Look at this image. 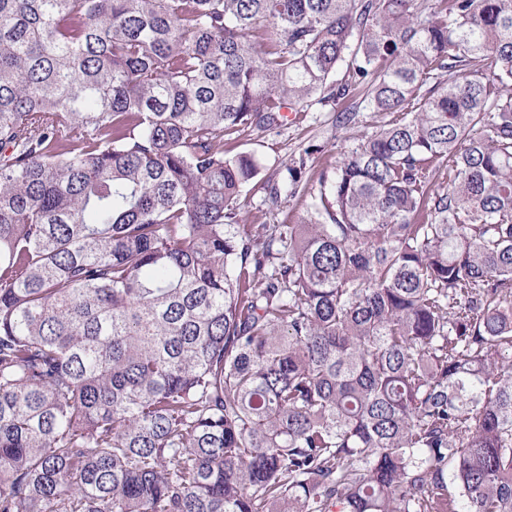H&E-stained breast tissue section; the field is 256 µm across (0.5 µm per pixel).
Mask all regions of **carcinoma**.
I'll use <instances>...</instances> for the list:
<instances>
[{"label":"carcinoma","instance_id":"obj_1","mask_svg":"<svg viewBox=\"0 0 512 512\" xmlns=\"http://www.w3.org/2000/svg\"><path fill=\"white\" fill-rule=\"evenodd\" d=\"M0 512H512V0H0ZM306 112H284L287 116L282 125L267 132H246L237 141L224 142L225 150L250 152L262 162V181L281 180L284 164L309 150L307 174L313 190L319 189L318 173L331 168L336 160L347 153L361 138L383 125L390 116L382 112H370L360 106L354 122L339 125L336 115L345 105L323 106L318 98H312ZM305 156V155H304ZM262 200L263 193L258 188L251 189L250 186L245 189L239 201L241 224H297L306 216L311 202L309 196L288 197L278 209L268 213Z\"/></svg>","mask_w":512,"mask_h":512}]
</instances>
